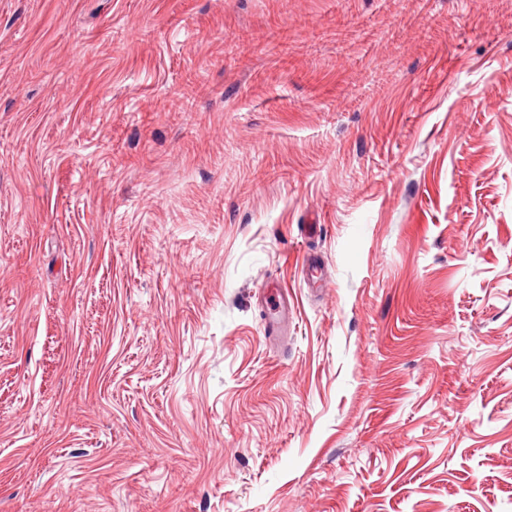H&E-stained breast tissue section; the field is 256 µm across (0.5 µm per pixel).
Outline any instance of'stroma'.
<instances>
[{
    "mask_svg": "<svg viewBox=\"0 0 512 512\" xmlns=\"http://www.w3.org/2000/svg\"><path fill=\"white\" fill-rule=\"evenodd\" d=\"M0 512H512V0H0Z\"/></svg>",
    "mask_w": 512,
    "mask_h": 512,
    "instance_id": "stroma-1",
    "label": "stroma"
}]
</instances>
